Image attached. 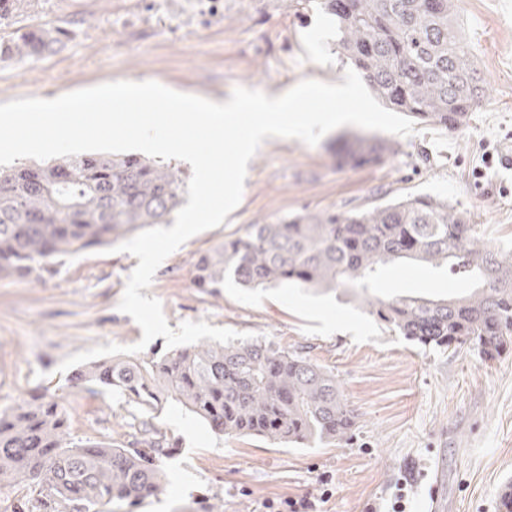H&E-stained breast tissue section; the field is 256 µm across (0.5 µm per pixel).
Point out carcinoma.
<instances>
[{"instance_id": "carcinoma-1", "label": "carcinoma", "mask_w": 512, "mask_h": 512, "mask_svg": "<svg viewBox=\"0 0 512 512\" xmlns=\"http://www.w3.org/2000/svg\"><path fill=\"white\" fill-rule=\"evenodd\" d=\"M336 16V51L386 108L450 131L485 101V79L462 36L458 0H323ZM59 29H28L0 42V57L38 55ZM393 152L380 137L345 149L363 165ZM180 169L134 155L89 153L0 168V276L41 279L55 261L163 224L180 205ZM415 261L457 276L468 292L430 299L382 295L384 269ZM197 287L232 280L245 288L294 284L339 288L410 343L467 345L493 361L512 352V257L479 242L465 213L420 194L369 209L323 211L251 224L194 260ZM76 390H115L141 411L125 445L67 438L62 397L33 392L0 410V487L10 512H99L163 491L159 459L175 448L155 423L174 403L212 432L278 444H346L359 429L336 375L299 350L259 339L192 344L161 357L89 363L69 378Z\"/></svg>"}]
</instances>
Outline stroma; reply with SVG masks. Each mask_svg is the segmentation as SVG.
<instances>
[{"label":"stroma","instance_id":"obj_1","mask_svg":"<svg viewBox=\"0 0 512 512\" xmlns=\"http://www.w3.org/2000/svg\"><path fill=\"white\" fill-rule=\"evenodd\" d=\"M460 15L488 86L460 129L415 123L412 136L390 135L393 153L364 166L338 156L365 136L359 127L334 129L314 146L270 139L248 164L239 206L167 257L144 292L161 301L170 328L203 320L303 349L335 374L358 411L353 441L286 446L227 437L172 406L160 417L179 442L161 462L165 491L135 507L115 500L101 512H204L217 501L224 512H255L265 500L319 497L325 478L333 495L323 512H366L370 503L387 510L402 483L406 512H424L439 470L447 512H502L512 484V354L488 362L465 347L413 345L339 291L228 283L210 296L193 283L197 254L249 225L416 194L458 206L480 239L512 254V0H461ZM38 24L62 29V41L39 57L0 59V103L118 80L223 101L238 87L284 93L307 79L340 84L349 67L319 0H18L0 36ZM138 263L97 249L64 258L44 280L0 278V408L41 387L70 397L72 439L128 440L134 407L115 393L69 396L59 366L97 345L141 339L117 308ZM382 288L390 296L462 291L447 273L410 262L389 270Z\"/></svg>","mask_w":512,"mask_h":512}]
</instances>
